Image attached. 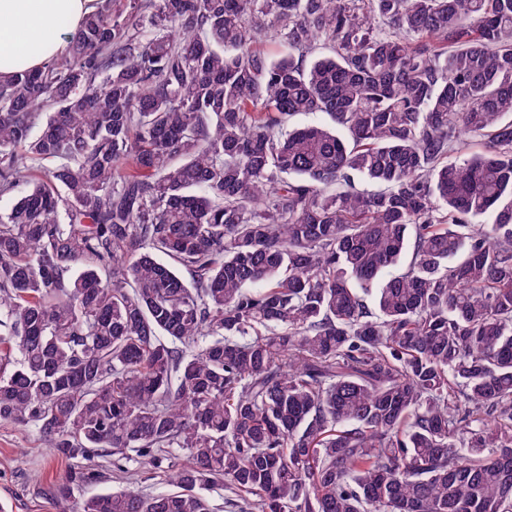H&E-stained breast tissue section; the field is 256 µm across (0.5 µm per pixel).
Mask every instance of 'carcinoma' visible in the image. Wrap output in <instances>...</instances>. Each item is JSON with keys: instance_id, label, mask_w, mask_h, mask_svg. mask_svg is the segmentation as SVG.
<instances>
[{"instance_id": "1", "label": "carcinoma", "mask_w": 512, "mask_h": 512, "mask_svg": "<svg viewBox=\"0 0 512 512\" xmlns=\"http://www.w3.org/2000/svg\"><path fill=\"white\" fill-rule=\"evenodd\" d=\"M14 195L59 512H512V0H99L0 80ZM104 452L175 490L76 496Z\"/></svg>"}]
</instances>
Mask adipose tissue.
<instances>
[{"instance_id": "adipose-tissue-1", "label": "adipose tissue", "mask_w": 512, "mask_h": 512, "mask_svg": "<svg viewBox=\"0 0 512 512\" xmlns=\"http://www.w3.org/2000/svg\"><path fill=\"white\" fill-rule=\"evenodd\" d=\"M98 0H0V77L37 69L60 55L67 42L53 21L72 26L97 8Z\"/></svg>"}]
</instances>
